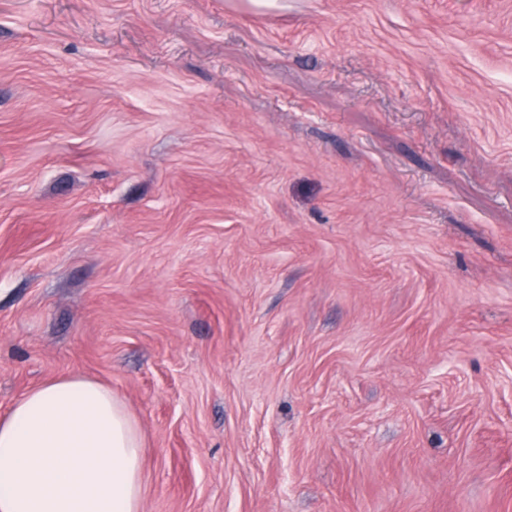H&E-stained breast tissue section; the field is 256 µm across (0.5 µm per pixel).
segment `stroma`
<instances>
[{"label": "stroma", "instance_id": "obj_1", "mask_svg": "<svg viewBox=\"0 0 512 512\" xmlns=\"http://www.w3.org/2000/svg\"><path fill=\"white\" fill-rule=\"evenodd\" d=\"M72 375L140 512H512V0H0V415Z\"/></svg>", "mask_w": 512, "mask_h": 512}]
</instances>
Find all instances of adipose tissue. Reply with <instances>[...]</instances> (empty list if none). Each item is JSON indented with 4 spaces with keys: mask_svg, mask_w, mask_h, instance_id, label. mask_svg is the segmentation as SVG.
I'll return each instance as SVG.
<instances>
[{
    "mask_svg": "<svg viewBox=\"0 0 512 512\" xmlns=\"http://www.w3.org/2000/svg\"><path fill=\"white\" fill-rule=\"evenodd\" d=\"M142 448L111 388L42 384L0 417V512H139Z\"/></svg>",
    "mask_w": 512,
    "mask_h": 512,
    "instance_id": "1",
    "label": "adipose tissue"
}]
</instances>
